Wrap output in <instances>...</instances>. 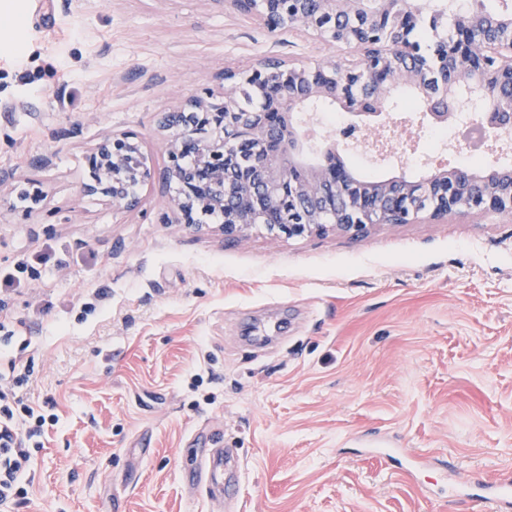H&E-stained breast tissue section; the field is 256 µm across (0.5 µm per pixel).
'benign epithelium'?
Returning a JSON list of instances; mask_svg holds the SVG:
<instances>
[{
  "label": "benign epithelium",
  "instance_id": "1",
  "mask_svg": "<svg viewBox=\"0 0 512 512\" xmlns=\"http://www.w3.org/2000/svg\"><path fill=\"white\" fill-rule=\"evenodd\" d=\"M259 26L275 32L286 26L312 39L344 47L347 55L329 60L315 70L287 65L277 59H264L250 69L224 72V91L215 94L208 88L190 96L173 110L164 113L162 125L169 131L168 165L163 177L177 186L170 198L171 207L189 229L202 227L201 217L211 211L224 212L219 225L224 236L239 239L261 223L259 205L274 208L288 200V222L268 224L273 237L298 238L339 232L358 237L377 224H386L387 210L382 200L367 198L350 187L345 203L336 211L333 222L325 220L323 199L351 183L344 175L328 180L335 165L327 155H336L338 140H326L319 163L306 159L308 141L299 112L320 100L339 103L355 116H389L388 109L398 90L410 87L425 99L428 68L405 70L397 54L419 56L410 39L406 17L414 11L413 0H221ZM350 18L344 26L338 19ZM457 36L448 42V52L438 66L439 93L448 105L463 109L481 107L492 86H512V12L478 14L472 10L456 14ZM375 85L371 97L362 95L366 81ZM278 85L261 109L248 112L237 131L259 144L254 172L237 177L224 140L225 115L238 111L239 91L250 86L257 92ZM278 113L279 122L271 127L267 113ZM455 112H421L404 119L420 125L447 126L455 122ZM476 119L488 130L495 144L512 141V112H478ZM87 179L82 192L102 194L112 199L115 209L132 210L139 206L135 188L154 177L138 136L132 132L114 133L102 139L86 159ZM454 168L427 171L423 179L410 182L401 177L374 184L386 192L399 183L409 190L418 185L436 188L432 205L410 206L403 223L422 217L445 219L470 212L512 216V168L490 163L469 172L479 190L471 191L458 182Z\"/></svg>",
  "mask_w": 512,
  "mask_h": 512
}]
</instances>
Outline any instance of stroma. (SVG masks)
<instances>
[{
	"label": "stroma",
	"instance_id": "obj_1",
	"mask_svg": "<svg viewBox=\"0 0 512 512\" xmlns=\"http://www.w3.org/2000/svg\"><path fill=\"white\" fill-rule=\"evenodd\" d=\"M342 53L215 0H28L18 29L0 8V369L55 417L10 512H231L202 491L211 448L238 452L240 512H480L457 480L512 482V218L229 240L168 205L163 113ZM124 131L154 170L134 210L80 191ZM414 152L343 159L416 181L457 147Z\"/></svg>",
	"mask_w": 512,
	"mask_h": 512
}]
</instances>
